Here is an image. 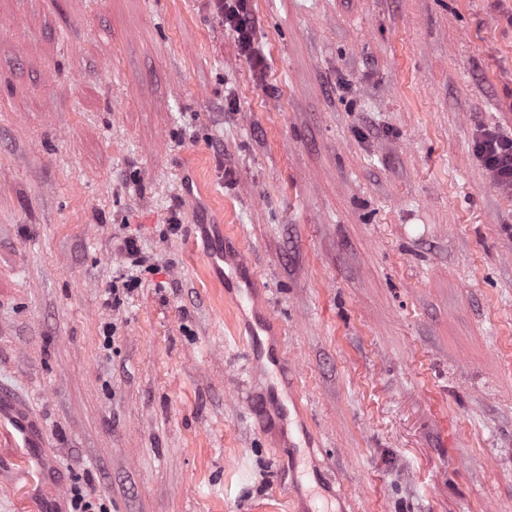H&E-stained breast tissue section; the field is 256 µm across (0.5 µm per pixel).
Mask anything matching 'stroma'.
<instances>
[{"instance_id":"obj_1","label":"stroma","mask_w":512,"mask_h":512,"mask_svg":"<svg viewBox=\"0 0 512 512\" xmlns=\"http://www.w3.org/2000/svg\"><path fill=\"white\" fill-rule=\"evenodd\" d=\"M216 8L0 0V512H512V0H249L258 65ZM475 140V154L503 190H512V136L490 127H480ZM271 318L267 315V313H264L262 320L260 323H258L257 327H253L250 332L249 336H247L245 342L247 347L249 348V354L251 356V365H252V372L256 373L257 371L260 373L266 372L270 376H277L280 374V369L278 368V361L271 359L272 362V369L273 371H269L271 368H266L263 366V364H260V354L263 344L258 329L261 331H266L267 325H269Z\"/></svg>"}]
</instances>
